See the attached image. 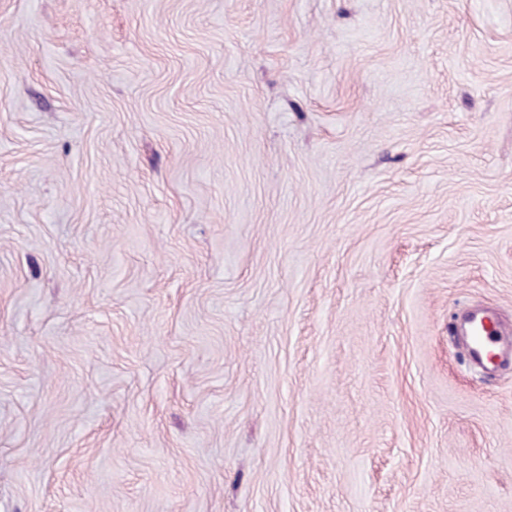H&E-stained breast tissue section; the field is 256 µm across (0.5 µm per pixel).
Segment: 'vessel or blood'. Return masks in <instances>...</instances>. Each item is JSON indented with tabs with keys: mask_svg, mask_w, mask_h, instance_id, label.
<instances>
[{
	"mask_svg": "<svg viewBox=\"0 0 512 512\" xmlns=\"http://www.w3.org/2000/svg\"><path fill=\"white\" fill-rule=\"evenodd\" d=\"M461 330L473 363L488 368L512 363V334L504 335L496 324L493 310L485 309L467 316Z\"/></svg>",
	"mask_w": 512,
	"mask_h": 512,
	"instance_id": "1",
	"label": "vessel or blood"
}]
</instances>
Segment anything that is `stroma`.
Segmentation results:
<instances>
[{"mask_svg":"<svg viewBox=\"0 0 512 512\" xmlns=\"http://www.w3.org/2000/svg\"><path fill=\"white\" fill-rule=\"evenodd\" d=\"M512 0H0V512H512ZM461 330L473 363L485 368L512 364V333L505 336L497 327L493 310L488 308L467 316Z\"/></svg>","mask_w":512,"mask_h":512,"instance_id":"35a3bbf8","label":"stroma"}]
</instances>
